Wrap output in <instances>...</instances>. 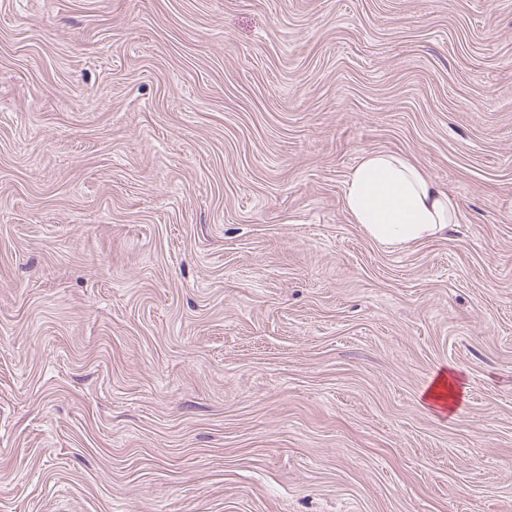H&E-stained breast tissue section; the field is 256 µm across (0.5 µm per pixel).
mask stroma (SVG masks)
<instances>
[{
  "instance_id": "stroma-1",
  "label": "stroma",
  "mask_w": 512,
  "mask_h": 512,
  "mask_svg": "<svg viewBox=\"0 0 512 512\" xmlns=\"http://www.w3.org/2000/svg\"><path fill=\"white\" fill-rule=\"evenodd\" d=\"M0 512H512V0H0ZM344 207L366 235L397 249L446 238L458 222V203L448 190L404 156L371 151L349 172ZM460 387L459 379L453 372L443 369L427 390L424 399L426 402L440 406L444 410L450 409L453 404L459 401Z\"/></svg>"
}]
</instances>
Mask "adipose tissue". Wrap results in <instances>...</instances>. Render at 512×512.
Instances as JSON below:
<instances>
[{
  "instance_id": "obj_1",
  "label": "adipose tissue",
  "mask_w": 512,
  "mask_h": 512,
  "mask_svg": "<svg viewBox=\"0 0 512 512\" xmlns=\"http://www.w3.org/2000/svg\"><path fill=\"white\" fill-rule=\"evenodd\" d=\"M344 207L366 235L385 248L447 237L458 203L447 189L404 156L364 154L344 183Z\"/></svg>"
}]
</instances>
